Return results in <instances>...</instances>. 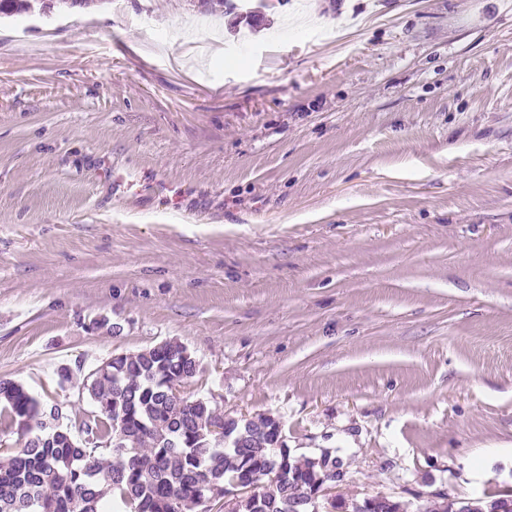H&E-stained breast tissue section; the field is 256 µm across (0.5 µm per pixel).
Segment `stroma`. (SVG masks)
<instances>
[{
	"label": "stroma",
	"mask_w": 512,
	"mask_h": 512,
	"mask_svg": "<svg viewBox=\"0 0 512 512\" xmlns=\"http://www.w3.org/2000/svg\"><path fill=\"white\" fill-rule=\"evenodd\" d=\"M202 16L0 19V377L80 440L89 373L173 340L342 498L512 489V0Z\"/></svg>",
	"instance_id": "stroma-1"
}]
</instances>
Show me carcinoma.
<instances>
[{
  "label": "carcinoma",
  "instance_id": "carcinoma-1",
  "mask_svg": "<svg viewBox=\"0 0 512 512\" xmlns=\"http://www.w3.org/2000/svg\"><path fill=\"white\" fill-rule=\"evenodd\" d=\"M28 9V0H0V17ZM198 370L186 346L167 341L115 355L87 377L99 408L92 418L97 441L112 454L106 463L67 431L56 427L44 435L45 419L62 408L0 378V422L17 425L26 437L19 453L0 451V512H120L110 495L133 512H182L187 502L202 505L264 480L265 491L239 496L236 512H290L288 503L336 482V459L324 453L297 461L279 442L281 423L274 417L259 425L224 417V431H214L208 402L178 391ZM509 500L511 491H498L416 512H500Z\"/></svg>",
  "mask_w": 512,
  "mask_h": 512
}]
</instances>
